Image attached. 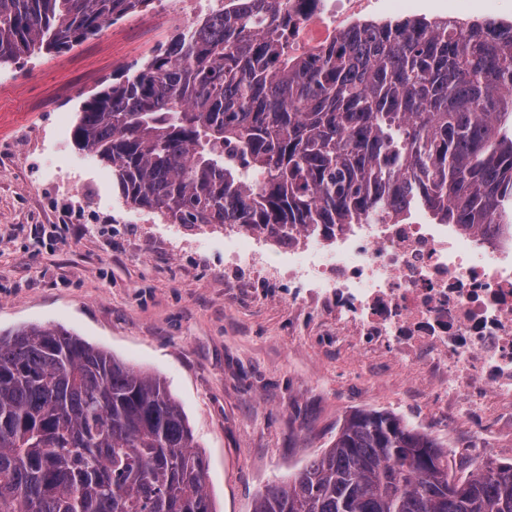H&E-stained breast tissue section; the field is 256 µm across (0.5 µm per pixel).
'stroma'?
Wrapping results in <instances>:
<instances>
[{
  "instance_id": "obj_1",
  "label": "stroma",
  "mask_w": 512,
  "mask_h": 512,
  "mask_svg": "<svg viewBox=\"0 0 512 512\" xmlns=\"http://www.w3.org/2000/svg\"><path fill=\"white\" fill-rule=\"evenodd\" d=\"M131 15L61 51L0 65V332L58 325L164 378L206 460L217 512L328 448L344 418L384 410L447 442L467 440L425 370L337 343L331 327L225 274L220 224H170L132 208L112 168L71 132L107 82L188 29Z\"/></svg>"
}]
</instances>
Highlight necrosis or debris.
<instances>
[{
	"label": "necrosis or debris",
	"mask_w": 512,
	"mask_h": 512,
	"mask_svg": "<svg viewBox=\"0 0 512 512\" xmlns=\"http://www.w3.org/2000/svg\"><path fill=\"white\" fill-rule=\"evenodd\" d=\"M423 0H304L288 48L310 53L351 26L390 11L419 16ZM288 299L330 316L337 338L363 354L383 352L427 370L459 421L497 401L512 422V241L455 224L410 218L340 224L326 237L289 232Z\"/></svg>",
	"instance_id": "necrosis-or-debris-1"
}]
</instances>
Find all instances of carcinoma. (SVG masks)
I'll use <instances>...</instances> for the list:
<instances>
[{"instance_id": "cac0c4a2", "label": "carcinoma", "mask_w": 512, "mask_h": 512, "mask_svg": "<svg viewBox=\"0 0 512 512\" xmlns=\"http://www.w3.org/2000/svg\"><path fill=\"white\" fill-rule=\"evenodd\" d=\"M150 0H0V64L58 51ZM288 0H224L83 106L72 138L127 203L172 224L288 231L401 218L512 227V25L353 27L288 54ZM160 377L65 328L0 334V512H215ZM252 512H512V462L448 476L393 413H351Z\"/></svg>"}]
</instances>
